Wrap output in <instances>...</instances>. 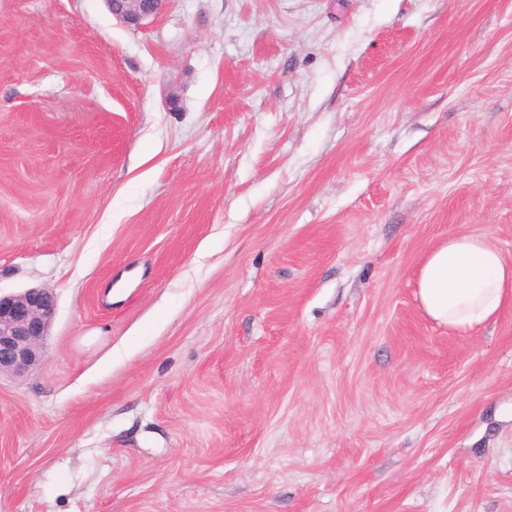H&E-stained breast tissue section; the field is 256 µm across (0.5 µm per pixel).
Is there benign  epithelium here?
<instances>
[{
  "mask_svg": "<svg viewBox=\"0 0 512 512\" xmlns=\"http://www.w3.org/2000/svg\"><path fill=\"white\" fill-rule=\"evenodd\" d=\"M168 0H106L112 15L139 27L157 16ZM57 303L47 288L0 295V375L21 374L37 364L41 344L55 318Z\"/></svg>",
  "mask_w": 512,
  "mask_h": 512,
  "instance_id": "1",
  "label": "benign epithelium"
}]
</instances>
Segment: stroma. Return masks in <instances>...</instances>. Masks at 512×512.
I'll return each mask as SVG.
<instances>
[{"instance_id":"obj_1","label":"stroma","mask_w":512,"mask_h":512,"mask_svg":"<svg viewBox=\"0 0 512 512\" xmlns=\"http://www.w3.org/2000/svg\"><path fill=\"white\" fill-rule=\"evenodd\" d=\"M512 0H0V512H512ZM168 0H106L112 15L127 26L140 27L157 16ZM416 288L431 320L465 334L512 303V262L485 236L451 235L429 253ZM57 303L47 288L0 294V375L21 374L37 364Z\"/></svg>"}]
</instances>
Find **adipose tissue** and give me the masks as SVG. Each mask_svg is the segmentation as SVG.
Masks as SVG:
<instances>
[{
  "instance_id": "ef3b65f1",
  "label": "adipose tissue",
  "mask_w": 512,
  "mask_h": 512,
  "mask_svg": "<svg viewBox=\"0 0 512 512\" xmlns=\"http://www.w3.org/2000/svg\"><path fill=\"white\" fill-rule=\"evenodd\" d=\"M416 288L431 320L464 334L495 319L512 303V262L487 237L452 235L429 253Z\"/></svg>"
}]
</instances>
